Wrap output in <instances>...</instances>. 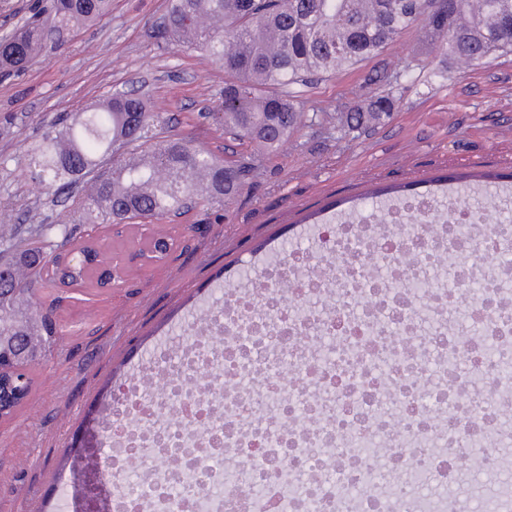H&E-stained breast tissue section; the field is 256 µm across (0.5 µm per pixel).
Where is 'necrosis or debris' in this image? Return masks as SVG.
I'll return each mask as SVG.
<instances>
[{
    "mask_svg": "<svg viewBox=\"0 0 512 512\" xmlns=\"http://www.w3.org/2000/svg\"><path fill=\"white\" fill-rule=\"evenodd\" d=\"M460 214L400 236L337 225L325 249L342 260L340 282L323 305L308 300L323 285L308 259L265 264L270 287L227 293L160 393L130 380L138 409L110 413L113 479L136 462L147 484L120 490L112 512H512L499 476L512 448V292L488 262L512 227L463 226ZM385 251L387 284L367 266ZM442 269L480 275L483 296L433 287Z\"/></svg>",
    "mask_w": 512,
    "mask_h": 512,
    "instance_id": "obj_1",
    "label": "necrosis or debris"
}]
</instances>
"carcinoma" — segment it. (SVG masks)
I'll return each instance as SVG.
<instances>
[{
    "mask_svg": "<svg viewBox=\"0 0 512 512\" xmlns=\"http://www.w3.org/2000/svg\"><path fill=\"white\" fill-rule=\"evenodd\" d=\"M440 0H168L161 37L194 47L224 68L222 103L215 120L224 133L253 147L236 159L216 155L182 138L162 134L163 119L141 95L113 93L102 104L59 117L32 148V178L56 195H68L94 224L131 225L137 218L160 220L193 207L228 203L254 170L256 152H274L305 119L288 87L334 75L375 58L395 36L427 14L431 34L468 66L496 52H512V0H457L448 16ZM112 0H53L54 25L36 22L0 39V75L16 74L48 38L60 39L79 23L106 15ZM395 99L377 97L349 108L339 123L362 131L389 117ZM66 245L75 237L69 221L54 224ZM59 245V246H61ZM59 246L44 239V225L10 244L0 262L10 266L0 298V335L18 336L40 351L58 335L52 312L40 316L28 301L35 289L93 280L73 265L58 275Z\"/></svg>",
    "mask_w": 512,
    "mask_h": 512,
    "instance_id": "cac0c4a2",
    "label": "carcinoma"
}]
</instances>
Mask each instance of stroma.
Masks as SVG:
<instances>
[{
    "mask_svg": "<svg viewBox=\"0 0 512 512\" xmlns=\"http://www.w3.org/2000/svg\"><path fill=\"white\" fill-rule=\"evenodd\" d=\"M167 0H112L101 19L46 44L25 71L0 77V224L64 217L78 236L106 235L31 177L27 151L57 117L133 90L165 120L166 133L223 155L230 142L213 118L224 70L203 53L159 38ZM51 23L50 0H0V38L24 21ZM395 98L390 118L365 133L335 116L357 101ZM301 107L319 113L277 151L260 155L241 194L154 224L177 244L162 261L126 264L111 288L38 290L60 332L31 371L27 398L0 420V512H52L68 489L67 512H84L85 446L113 407L112 387L136 375L160 343L198 323L227 288L265 287L266 256L317 253L325 225L366 221L431 194L434 212L469 207L482 224L512 225V53L461 68L425 21L378 57L302 87Z\"/></svg>",
    "mask_w": 512,
    "mask_h": 512,
    "instance_id": "stroma-1",
    "label": "stroma"
}]
</instances>
